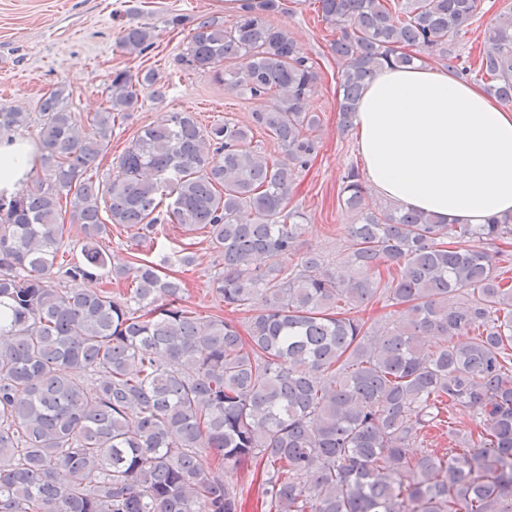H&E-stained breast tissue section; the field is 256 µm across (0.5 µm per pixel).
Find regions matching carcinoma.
<instances>
[{
	"label": "carcinoma",
	"instance_id": "cac0c4a2",
	"mask_svg": "<svg viewBox=\"0 0 512 512\" xmlns=\"http://www.w3.org/2000/svg\"><path fill=\"white\" fill-rule=\"evenodd\" d=\"M315 4L340 65L343 130L377 70L425 51L512 103L508 0L485 22L481 0ZM280 6L251 0L227 26L201 19L181 57L250 94L251 123L204 129L167 112L99 182L115 125L142 90L164 94L155 73L113 72L107 107L84 123L63 87L34 117L0 108V134L36 130L50 169L0 196V512H243L229 477L257 462L266 512H512V216L460 224L370 206L352 167L339 258L301 251L291 199L319 153V73L271 24ZM478 22L472 65L454 40ZM152 45L150 27L124 30L126 52ZM255 127L286 160L252 146ZM160 224L206 233L223 261L211 286L246 322L201 316L181 279L100 247L114 225L153 247ZM94 277L123 289L65 286ZM377 298L395 322L361 315ZM428 335L459 341L428 351ZM437 430L448 447L410 454ZM203 450L214 466L198 463Z\"/></svg>",
	"mask_w": 512,
	"mask_h": 512
}]
</instances>
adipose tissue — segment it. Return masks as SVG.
I'll use <instances>...</instances> for the list:
<instances>
[{"mask_svg": "<svg viewBox=\"0 0 512 512\" xmlns=\"http://www.w3.org/2000/svg\"><path fill=\"white\" fill-rule=\"evenodd\" d=\"M365 171L397 205L484 224L512 216V108L447 67H385L354 118ZM38 148L0 134V194L24 190Z\"/></svg>", "mask_w": 512, "mask_h": 512, "instance_id": "obj_1", "label": "adipose tissue"}]
</instances>
